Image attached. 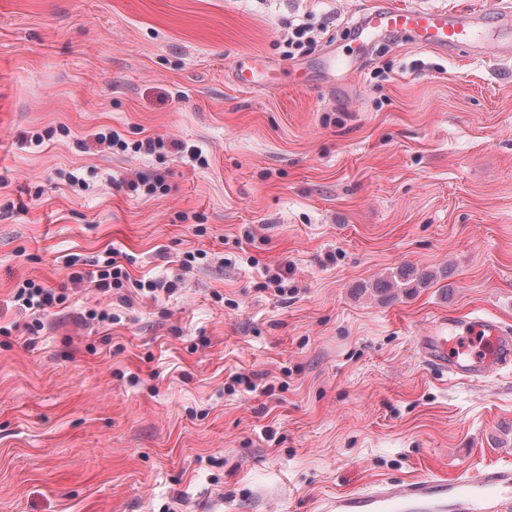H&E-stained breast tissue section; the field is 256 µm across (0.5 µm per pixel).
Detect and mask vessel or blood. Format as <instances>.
I'll use <instances>...</instances> for the list:
<instances>
[{
    "label": "vessel or blood",
    "instance_id": "vessel-or-blood-1",
    "mask_svg": "<svg viewBox=\"0 0 512 512\" xmlns=\"http://www.w3.org/2000/svg\"><path fill=\"white\" fill-rule=\"evenodd\" d=\"M359 44L397 37L451 56L461 49L506 60L512 50L496 46V35L512 31V12L454 11L445 7L378 5L363 12ZM426 363L462 379L487 377L512 365V330L492 317L448 311L432 321L420 339ZM323 512H512V468L486 467L452 479L423 476L400 484L382 482L341 492Z\"/></svg>",
    "mask_w": 512,
    "mask_h": 512
}]
</instances>
